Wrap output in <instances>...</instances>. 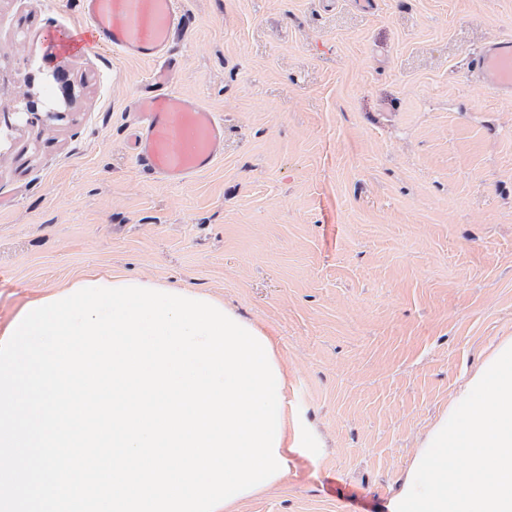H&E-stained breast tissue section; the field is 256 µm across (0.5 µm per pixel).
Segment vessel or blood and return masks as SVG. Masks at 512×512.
I'll list each match as a JSON object with an SVG mask.
<instances>
[{"instance_id":"vessel-or-blood-1","label":"vessel or blood","mask_w":512,"mask_h":512,"mask_svg":"<svg viewBox=\"0 0 512 512\" xmlns=\"http://www.w3.org/2000/svg\"><path fill=\"white\" fill-rule=\"evenodd\" d=\"M83 28L121 54L160 63L158 80L175 71L171 44L181 26L176 0H82ZM475 66L489 89L512 91V39L483 48ZM130 148L140 172L180 184L211 169L224 151V124L197 100L176 92L137 98Z\"/></svg>"}]
</instances>
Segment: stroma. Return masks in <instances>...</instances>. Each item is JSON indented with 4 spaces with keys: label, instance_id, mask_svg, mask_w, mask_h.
<instances>
[{
    "label": "stroma",
    "instance_id": "stroma-1",
    "mask_svg": "<svg viewBox=\"0 0 512 512\" xmlns=\"http://www.w3.org/2000/svg\"><path fill=\"white\" fill-rule=\"evenodd\" d=\"M175 88L224 154L144 180L154 62L75 46L81 0H0V326L90 271L191 288L273 336L311 445L241 512H386L427 432L512 338V95L476 82L512 0H181ZM65 63L72 98H56ZM10 114L11 118L8 114L7 116H4V121L12 128H15L21 124L34 123V121L40 117L37 103L33 100H30L29 97L24 98L20 102L19 106L16 107L14 112H11Z\"/></svg>",
    "mask_w": 512,
    "mask_h": 512
}]
</instances>
